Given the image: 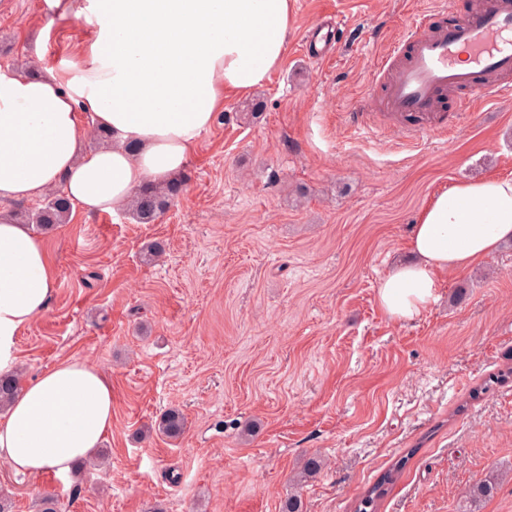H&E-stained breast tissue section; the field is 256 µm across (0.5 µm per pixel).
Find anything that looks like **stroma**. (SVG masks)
I'll return each instance as SVG.
<instances>
[{"instance_id": "35a3bbf8", "label": "stroma", "mask_w": 512, "mask_h": 512, "mask_svg": "<svg viewBox=\"0 0 512 512\" xmlns=\"http://www.w3.org/2000/svg\"><path fill=\"white\" fill-rule=\"evenodd\" d=\"M441 0H292L285 58L262 87L224 99L154 223L75 215L40 230L57 269L46 312L20 334L32 380L66 359L112 381L109 464L52 485L0 461V494L36 512H280L304 457L305 512H354L397 461L379 512H464L463 491L512 471V242L441 275L413 321L379 307L381 279L409 260L412 224L455 184L512 175V95L461 107L451 134L413 139L350 126L390 43ZM346 20L333 54L309 60L306 33ZM76 20L46 0H0V68L73 53ZM263 102L259 115L251 106ZM163 262L147 264L152 241ZM182 409L184 436L143 429Z\"/></svg>"}]
</instances>
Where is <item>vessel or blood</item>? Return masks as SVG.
Returning <instances> with one entry per match:
<instances>
[{"label": "vessel or blood", "instance_id": "vessel-or-blood-1", "mask_svg": "<svg viewBox=\"0 0 512 512\" xmlns=\"http://www.w3.org/2000/svg\"><path fill=\"white\" fill-rule=\"evenodd\" d=\"M467 53V66L458 56ZM385 89L377 112H358L357 126L391 120L406 134L447 131L441 110L444 93L472 101L512 93V0H487L472 14L431 29L428 19L408 24L376 68Z\"/></svg>", "mask_w": 512, "mask_h": 512}]
</instances>
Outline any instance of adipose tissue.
Wrapping results in <instances>:
<instances>
[{"label":"adipose tissue","mask_w":512,"mask_h":512,"mask_svg":"<svg viewBox=\"0 0 512 512\" xmlns=\"http://www.w3.org/2000/svg\"><path fill=\"white\" fill-rule=\"evenodd\" d=\"M88 31L74 57L38 75L0 70V201L59 191L84 215L129 207L138 189L180 173L228 94L262 86L287 51L291 0H47ZM93 129L112 142L87 149ZM512 241V177L452 186L411 227L413 262L387 274L380 308L411 320L441 274ZM56 270L41 238L0 211V374L49 306ZM112 426V383L86 361L20 386L0 414V460L15 474H68Z\"/></svg>","instance_id":"obj_1"}]
</instances>
